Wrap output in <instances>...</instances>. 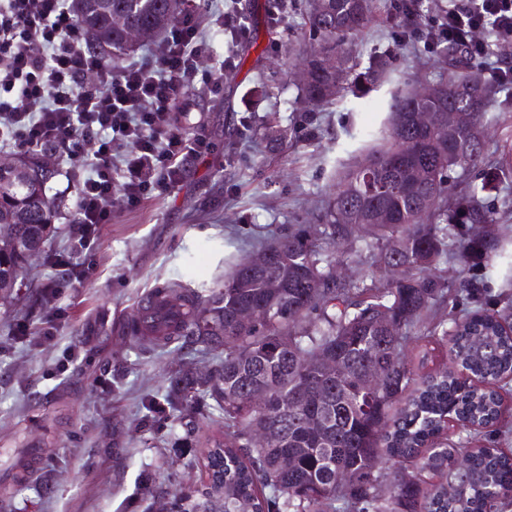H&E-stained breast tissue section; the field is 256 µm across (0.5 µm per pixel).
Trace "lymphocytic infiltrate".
<instances>
[{"label":"lymphocytic infiltrate","instance_id":"1","mask_svg":"<svg viewBox=\"0 0 512 512\" xmlns=\"http://www.w3.org/2000/svg\"><path fill=\"white\" fill-rule=\"evenodd\" d=\"M199 6L186 0L152 47L154 67L131 62L109 74L68 0H0V147L50 145L70 155L84 141L96 145L86 167L71 173L78 187L71 235L84 259H58L68 279L89 274L115 205L134 208L170 193L182 182L186 161L211 150L204 130H178L194 110L184 94L197 85L222 92L224 75L235 67L234 49L250 27L238 0H224L216 25L226 50L212 71H203L199 62L213 55V44L195 21ZM400 38L456 48L468 61L481 58L485 73L512 84V65L490 60L494 43H512V0H454L428 27L406 26Z\"/></svg>","mask_w":512,"mask_h":512}]
</instances>
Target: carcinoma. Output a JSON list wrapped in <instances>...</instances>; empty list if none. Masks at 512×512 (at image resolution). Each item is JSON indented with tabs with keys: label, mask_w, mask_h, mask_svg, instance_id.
I'll return each instance as SVG.
<instances>
[{
	"label": "carcinoma",
	"mask_w": 512,
	"mask_h": 512,
	"mask_svg": "<svg viewBox=\"0 0 512 512\" xmlns=\"http://www.w3.org/2000/svg\"><path fill=\"white\" fill-rule=\"evenodd\" d=\"M180 0H73V10L103 56L105 68L133 51L118 19L153 40L176 18ZM380 12L379 0H322L305 24L317 44L307 60L305 100L329 103L345 90L336 84L332 52L359 38ZM439 81L453 86L429 103L436 112L473 114L486 124L493 84L479 71L448 68ZM423 102L418 91L394 96L386 135L343 177L325 208V224L299 227L266 246L268 266L239 263L224 287L208 294L181 283L144 298L138 318L125 325L133 342L150 303L162 296L179 310L166 344L191 343L204 351L224 348L215 368L189 366L170 382L166 401L183 414L211 401L224 415V441L204 458L209 484L181 493V512H495L512 495V452L500 448L444 443L438 436L450 420L477 436L502 415L498 383L512 380V305L478 304L448 313L441 330L430 331L424 355L449 348L459 373H421L411 367L405 342L432 307L445 301L448 284L432 268L453 258L461 273L490 265L501 256L495 225L499 218L474 192L450 191L451 174L463 176L483 162L485 142L468 129L454 135L417 129L409 115ZM471 152L457 160L464 148ZM21 164L27 180L11 166L0 167V283L4 291L23 275V262L40 249L54 228L55 200L48 196L53 172L34 158ZM426 173L430 192L409 183L412 171ZM512 171L501 156L485 174L483 189L495 188L499 174ZM379 207L390 223L372 224ZM349 211L351 222L340 220ZM484 224L482 235L470 234ZM371 240L364 249L380 259H397L403 275L380 285L360 279L338 281L331 247L350 241L357 226ZM255 307L261 320L243 327L237 312ZM392 323L383 332L380 321ZM331 356L343 378L326 380L316 359ZM269 391L266 408L250 406L252 388ZM398 407L392 422L388 412ZM256 428L268 434L253 436ZM387 457L412 471L381 486L373 460ZM439 477L426 484L425 475Z\"/></svg>",
	"instance_id": "1"
}]
</instances>
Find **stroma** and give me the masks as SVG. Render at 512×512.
Here are the masks:
<instances>
[{
	"label": "stroma",
	"mask_w": 512,
	"mask_h": 512,
	"mask_svg": "<svg viewBox=\"0 0 512 512\" xmlns=\"http://www.w3.org/2000/svg\"><path fill=\"white\" fill-rule=\"evenodd\" d=\"M240 6L251 36L235 49L237 67L224 77L223 97L199 87L188 93L212 153L188 161L171 194L137 208L114 207L88 282L63 280L49 257L83 259L69 235L77 193L69 172L91 158L94 144L85 142L71 156L37 152L55 173L50 193L58 218L49 242L25 264L24 287L0 298V512H161L175 490L207 484L202 458L213 440L223 438V419L194 407L189 417L199 430L190 435L185 423L147 413L143 401H163L171 378L191 364L214 367L217 352L165 348L147 338L135 345L125 324L154 289L172 282L221 287L225 274L251 258L260 243L301 225L320 226L327 201L369 133L383 129L395 93L436 80L448 68L447 48L398 44L404 21L396 0H382L362 40L336 50L349 56L357 74L382 64L381 82H359L332 103L311 107L293 74L307 55L309 31L301 16L312 0H290L276 27L268 21V0H241ZM487 111L493 121L484 138L493 161L504 143H512V87H497ZM269 124L286 132L283 143L262 135ZM332 252L345 278L386 277L350 242ZM437 272L448 283V298L412 329L407 352L413 365L442 370L452 368L450 355L441 348L424 357L419 337L472 302L458 291L456 262H440ZM469 277L487 305L512 300L506 262L475 267ZM52 279L63 282L68 316L45 342L41 326L51 310L40 295ZM21 321L30 328L29 339L13 335ZM71 349L77 358L57 373V361Z\"/></svg>",
	"instance_id": "1"
}]
</instances>
